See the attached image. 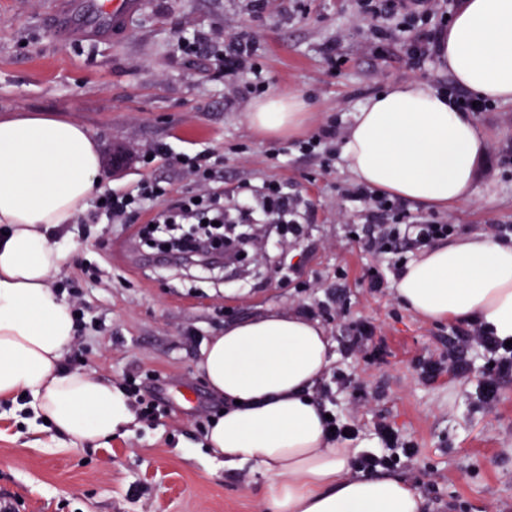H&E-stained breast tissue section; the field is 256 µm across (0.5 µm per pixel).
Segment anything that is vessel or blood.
<instances>
[{"mask_svg": "<svg viewBox=\"0 0 512 512\" xmlns=\"http://www.w3.org/2000/svg\"><path fill=\"white\" fill-rule=\"evenodd\" d=\"M147 6V0H73L68 10L55 15L49 33L61 44L71 42L83 32L117 41L127 34L132 19Z\"/></svg>", "mask_w": 512, "mask_h": 512, "instance_id": "obj_1", "label": "vessel or blood"}]
</instances>
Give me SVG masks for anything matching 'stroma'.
Segmentation results:
<instances>
[{"mask_svg":"<svg viewBox=\"0 0 512 512\" xmlns=\"http://www.w3.org/2000/svg\"><path fill=\"white\" fill-rule=\"evenodd\" d=\"M54 8L53 0H0V114L69 120L105 153L124 151L119 168L103 162L104 188L155 177L167 183L135 223H108L90 205L84 223L65 226L69 256L59 278L77 288L88 323L67 365L119 386L133 377L158 387L169 413L107 443L73 446L51 424L25 422L0 402V501H16L19 512H269L260 477L206 455L202 428L223 403L196 362L225 325L273 309H313L342 288L345 312L319 321L335 344L333 370L359 382L366 397L333 386L329 410L343 416L358 408L360 432L370 438L387 419L416 446L414 459L392 473L417 485L425 512H512V383L493 407L478 405L479 350L469 376L421 379V362L446 355L452 319L409 312L395 295L390 259L354 240L369 206L347 196L357 181L342 139L313 155L299 150L328 123L347 130L390 83L451 87L437 59L413 67L401 41L379 38L388 20L362 14L360 0H149L123 40L87 37L65 47L46 28ZM242 32L254 35L251 58L225 74L224 40ZM197 34L211 49L187 58L178 40ZM274 93L298 95L306 116L291 134L262 137L248 114ZM474 119L487 151L475 164L470 200L444 209L405 205L466 233L512 225V103H494ZM146 144L222 158L228 191L288 182L305 214L303 235L288 247L269 244L245 278L160 260L139 233L156 210L195 190L168 161L139 162ZM358 321L377 328L376 362L339 345Z\"/></svg>","mask_w":512,"mask_h":512,"instance_id":"35a3bbf8","label":"stroma"}]
</instances>
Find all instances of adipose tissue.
<instances>
[{
	"label": "adipose tissue",
	"instance_id": "obj_1",
	"mask_svg": "<svg viewBox=\"0 0 512 512\" xmlns=\"http://www.w3.org/2000/svg\"><path fill=\"white\" fill-rule=\"evenodd\" d=\"M435 53L457 86L512 102V0H461ZM303 120L294 96L272 97L249 116L263 136ZM485 151L471 115L419 82L390 85L362 105L343 147L360 183L436 207L470 199ZM102 153L77 123L0 117V400L25 398L33 419H48L73 444L106 442L136 419L124 389L66 367L74 315L52 287L68 257L60 230L100 189ZM395 292L417 317H476L512 338V244L480 233L437 242L405 265ZM331 359L324 328L290 310L211 337L196 368L224 401L205 434L213 458L262 475L277 512H423L422 495L404 479L351 476L353 448L373 440H326L312 388Z\"/></svg>",
	"mask_w": 512,
	"mask_h": 512
}]
</instances>
